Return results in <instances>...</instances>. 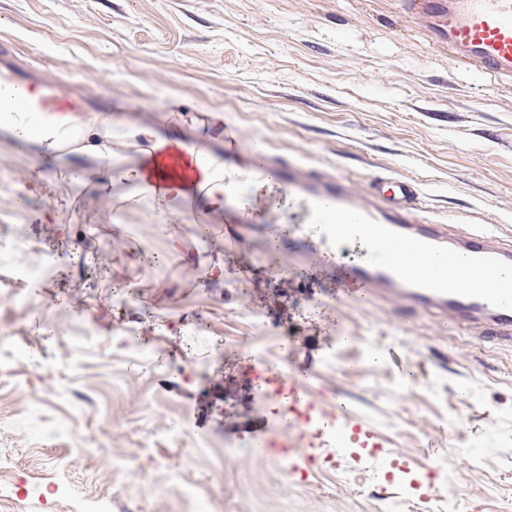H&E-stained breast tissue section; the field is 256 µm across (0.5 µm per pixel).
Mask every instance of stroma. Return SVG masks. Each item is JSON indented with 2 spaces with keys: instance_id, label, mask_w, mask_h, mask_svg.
<instances>
[{
  "instance_id": "1",
  "label": "stroma",
  "mask_w": 512,
  "mask_h": 512,
  "mask_svg": "<svg viewBox=\"0 0 512 512\" xmlns=\"http://www.w3.org/2000/svg\"><path fill=\"white\" fill-rule=\"evenodd\" d=\"M20 69L128 125L163 112L204 129L218 155L233 127L360 195L406 177L418 206L512 243V90L435 50L394 0H0V75ZM34 163L0 138V225L21 226L46 267L0 301L17 339L0 354V454L20 464V499L0 512L99 496L110 512H400L404 489L374 480L388 455L447 469L431 512L461 496L512 512V347L365 298L323 252L289 250L298 225L274 242L252 229L241 247L225 225L200 229L194 203L177 201L182 221L169 224L125 187L105 204L23 182ZM259 353L381 436L366 484L350 482V450L332 434L321 451L336 467L305 484L251 448L257 429L295 435L269 412ZM76 392L93 405L73 410ZM180 421L192 434L177 445Z\"/></svg>"
}]
</instances>
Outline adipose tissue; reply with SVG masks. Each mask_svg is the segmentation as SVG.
Instances as JSON below:
<instances>
[{"label": "adipose tissue", "instance_id": "adipose-tissue-1", "mask_svg": "<svg viewBox=\"0 0 512 512\" xmlns=\"http://www.w3.org/2000/svg\"><path fill=\"white\" fill-rule=\"evenodd\" d=\"M11 88L9 80L0 81V135L36 155L28 179L62 175L70 186L91 189L105 201L115 188L132 184L170 223L180 221L171 211L178 199L195 200L204 222L223 219L230 193L224 162L197 141L160 122L124 127L108 112L63 120L44 110H19L9 97Z\"/></svg>", "mask_w": 512, "mask_h": 512}]
</instances>
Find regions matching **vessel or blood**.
<instances>
[{
  "label": "vessel or blood",
  "mask_w": 512,
  "mask_h": 512,
  "mask_svg": "<svg viewBox=\"0 0 512 512\" xmlns=\"http://www.w3.org/2000/svg\"><path fill=\"white\" fill-rule=\"evenodd\" d=\"M399 2L408 16L424 21L438 50L482 79L512 86V0ZM17 86L21 106L60 115L76 109L73 98L50 84L21 80ZM236 144L235 137L225 136L224 171L235 180L225 223H244L241 208L251 201L255 184L273 177L303 206L305 231L290 241V249H307L316 240L339 254L357 249L359 261L336 271L364 284L368 295L411 312H450L461 326L481 320L485 339L512 344V245L495 243L486 230L450 231L434 214L419 213L413 207L417 190L407 178L375 183L361 200L343 175L308 182L262 148H253L248 162H237ZM409 255L420 259V273L406 270L402 259Z\"/></svg>",
  "instance_id": "b4317fda"
}]
</instances>
